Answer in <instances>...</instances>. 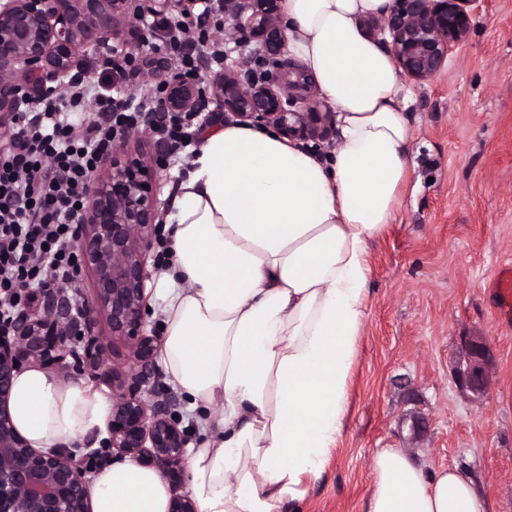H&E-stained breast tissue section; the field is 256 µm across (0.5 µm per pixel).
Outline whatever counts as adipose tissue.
Instances as JSON below:
<instances>
[{
	"label": "adipose tissue",
	"instance_id": "obj_1",
	"mask_svg": "<svg viewBox=\"0 0 512 512\" xmlns=\"http://www.w3.org/2000/svg\"><path fill=\"white\" fill-rule=\"evenodd\" d=\"M392 0H282L288 46L336 111L319 156L276 131H204L166 216L156 281L160 360L197 409L222 403L221 434L188 452L197 512H302L306 483L338 446L365 327L368 246L395 220L409 160L413 92L361 25ZM12 422L54 450L103 430L106 397L40 366L18 371ZM362 512H487L470 476L422 454L377 449ZM169 483L131 460L101 466L91 512H169Z\"/></svg>",
	"mask_w": 512,
	"mask_h": 512
}]
</instances>
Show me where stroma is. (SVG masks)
Instances as JSON below:
<instances>
[{
  "label": "stroma",
  "instance_id": "35a3bbf8",
  "mask_svg": "<svg viewBox=\"0 0 512 512\" xmlns=\"http://www.w3.org/2000/svg\"><path fill=\"white\" fill-rule=\"evenodd\" d=\"M415 174L393 224L368 249L367 321L343 435L304 512H361L379 448L423 452L469 473L491 512H512V317L490 287L512 262V0H485L448 66L414 84ZM488 341L491 385L457 380L464 337ZM190 443L216 433L169 378Z\"/></svg>",
  "mask_w": 512,
  "mask_h": 512
}]
</instances>
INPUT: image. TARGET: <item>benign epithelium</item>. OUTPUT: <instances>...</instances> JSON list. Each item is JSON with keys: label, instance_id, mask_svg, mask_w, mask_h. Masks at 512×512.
Returning a JSON list of instances; mask_svg holds the SVG:
<instances>
[{"label": "benign epithelium", "instance_id": "1", "mask_svg": "<svg viewBox=\"0 0 512 512\" xmlns=\"http://www.w3.org/2000/svg\"><path fill=\"white\" fill-rule=\"evenodd\" d=\"M214 8L212 0H0V149L16 144L19 113L64 89L77 73L91 79L85 58H107L112 40L124 32L137 43L145 85L163 90L152 121L120 132L112 157L90 176L74 247L77 276L92 277L91 296L78 299L70 295L73 285H63L0 332V512H89L91 458L77 459L65 450L36 452L12 423L6 396L25 364L89 372L112 389V452L172 483L183 475L188 435L171 405L152 399L161 340L145 320L147 262L160 217L157 173L168 154L164 144L152 140L153 123L164 112H216L299 141H324L334 130V113L322 111L308 73L288 51L281 0H224L225 56L218 72L194 39L186 41L198 56L192 78L149 51L139 26L145 17H193ZM480 10L481 0H392L387 15L364 26L402 75L423 83L448 66ZM133 140L151 141L150 153H129ZM100 314L112 337L126 343L128 366L109 363L95 332ZM75 337L82 342L79 352L70 347ZM464 347L459 382L481 396L489 382V347L480 336L465 339Z\"/></svg>", "mask_w": 512, "mask_h": 512}]
</instances>
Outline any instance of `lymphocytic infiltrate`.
<instances>
[{"label":"lymphocytic infiltrate","instance_id":"obj_1","mask_svg":"<svg viewBox=\"0 0 512 512\" xmlns=\"http://www.w3.org/2000/svg\"><path fill=\"white\" fill-rule=\"evenodd\" d=\"M159 27L164 35L152 51L192 73L194 62L182 52L188 22L174 18ZM158 102L155 96L120 99L79 80L17 116L19 144L0 153V329L36 294L72 279L75 219L87 201L89 177L111 156L116 134L143 123ZM201 131L194 113L174 112L157 133L182 162L194 156Z\"/></svg>","mask_w":512,"mask_h":512}]
</instances>
